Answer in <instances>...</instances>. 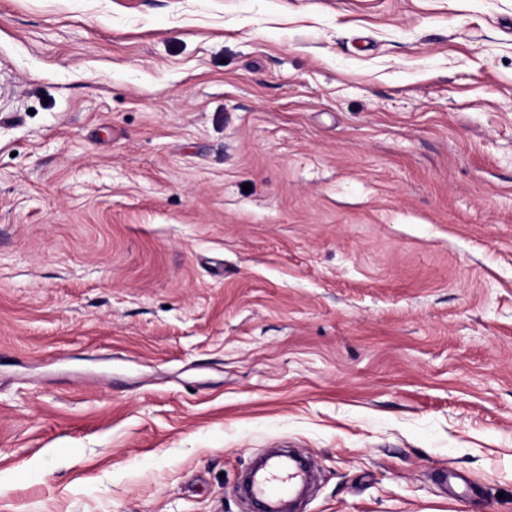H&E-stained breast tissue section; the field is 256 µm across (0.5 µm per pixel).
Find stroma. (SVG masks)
<instances>
[{
  "label": "stroma",
  "mask_w": 512,
  "mask_h": 512,
  "mask_svg": "<svg viewBox=\"0 0 512 512\" xmlns=\"http://www.w3.org/2000/svg\"><path fill=\"white\" fill-rule=\"evenodd\" d=\"M283 443L301 512H512V0H0V512Z\"/></svg>",
  "instance_id": "1"
}]
</instances>
